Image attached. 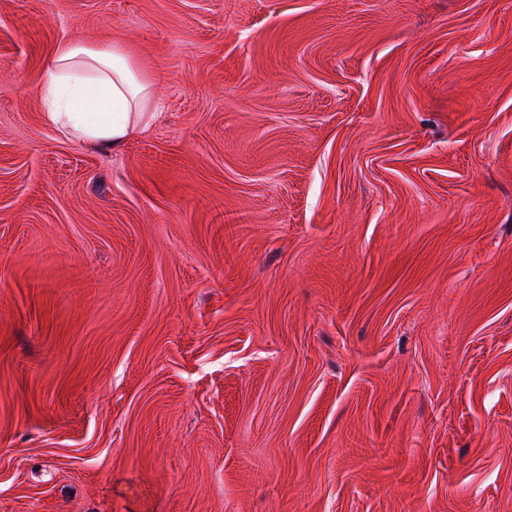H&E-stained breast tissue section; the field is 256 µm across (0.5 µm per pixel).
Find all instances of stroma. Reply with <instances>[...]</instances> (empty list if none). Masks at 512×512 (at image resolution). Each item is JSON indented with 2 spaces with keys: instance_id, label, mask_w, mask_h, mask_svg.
<instances>
[{
  "instance_id": "stroma-1",
  "label": "stroma",
  "mask_w": 512,
  "mask_h": 512,
  "mask_svg": "<svg viewBox=\"0 0 512 512\" xmlns=\"http://www.w3.org/2000/svg\"><path fill=\"white\" fill-rule=\"evenodd\" d=\"M0 512H512V0H0ZM45 69L46 119L69 138L117 150L157 116L150 82L119 44L65 41Z\"/></svg>"
}]
</instances>
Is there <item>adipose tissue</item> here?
<instances>
[{
    "label": "adipose tissue",
    "instance_id": "ef3b65f1",
    "mask_svg": "<svg viewBox=\"0 0 512 512\" xmlns=\"http://www.w3.org/2000/svg\"><path fill=\"white\" fill-rule=\"evenodd\" d=\"M45 69L46 119L69 138L116 150L146 132L157 116L149 81L120 45L68 40Z\"/></svg>",
    "mask_w": 512,
    "mask_h": 512
}]
</instances>
